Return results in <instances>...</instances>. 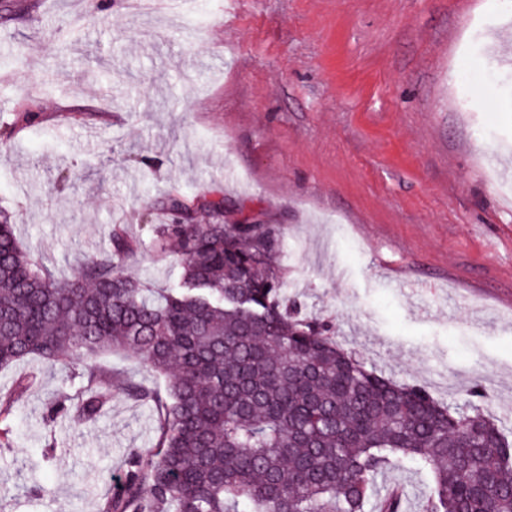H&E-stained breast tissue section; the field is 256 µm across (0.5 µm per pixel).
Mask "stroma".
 I'll return each mask as SVG.
<instances>
[{"label": "stroma", "instance_id": "stroma-1", "mask_svg": "<svg viewBox=\"0 0 512 512\" xmlns=\"http://www.w3.org/2000/svg\"><path fill=\"white\" fill-rule=\"evenodd\" d=\"M80 20L78 38L69 25ZM512 0H0V208L58 276L139 242L126 273L180 268L153 246L155 204L223 198L224 219L277 224L287 295L368 365L512 426ZM38 369L0 449V512H97L156 415L114 391L97 419ZM406 512L430 479L392 469Z\"/></svg>", "mask_w": 512, "mask_h": 512}]
</instances>
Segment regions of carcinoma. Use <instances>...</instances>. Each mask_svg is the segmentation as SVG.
I'll list each match as a JSON object with an SVG mask.
<instances>
[{"instance_id": "cac0c4a2", "label": "carcinoma", "mask_w": 512, "mask_h": 512, "mask_svg": "<svg viewBox=\"0 0 512 512\" xmlns=\"http://www.w3.org/2000/svg\"><path fill=\"white\" fill-rule=\"evenodd\" d=\"M161 209L179 217L154 228L155 250L182 269L169 288L123 273L136 245L119 226L107 251L58 277L0 211V369L80 365L79 392L59 404L79 420L110 406L114 382L157 413L153 447L98 512H404L399 489L380 487L403 460L431 475L425 512H512V439L469 414L480 380L450 406L367 366L288 307L277 225L196 222L177 196ZM117 349L165 391L98 362ZM36 381L0 393V423Z\"/></svg>"}]
</instances>
